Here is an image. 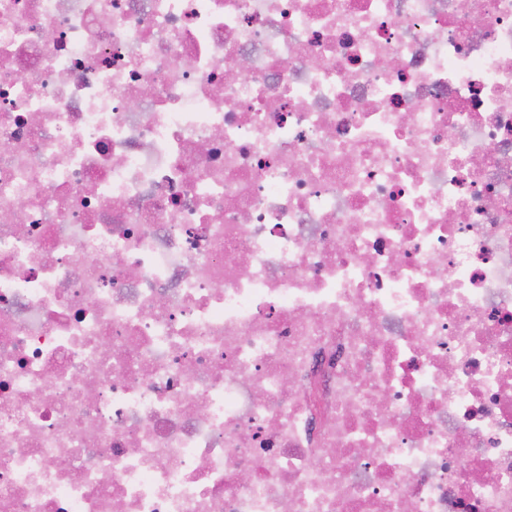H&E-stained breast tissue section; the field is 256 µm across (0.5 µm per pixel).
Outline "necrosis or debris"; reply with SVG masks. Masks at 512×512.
<instances>
[{
    "label": "necrosis or debris",
    "instance_id": "1",
    "mask_svg": "<svg viewBox=\"0 0 512 512\" xmlns=\"http://www.w3.org/2000/svg\"><path fill=\"white\" fill-rule=\"evenodd\" d=\"M0 512H512V0H0Z\"/></svg>",
    "mask_w": 512,
    "mask_h": 512
}]
</instances>
